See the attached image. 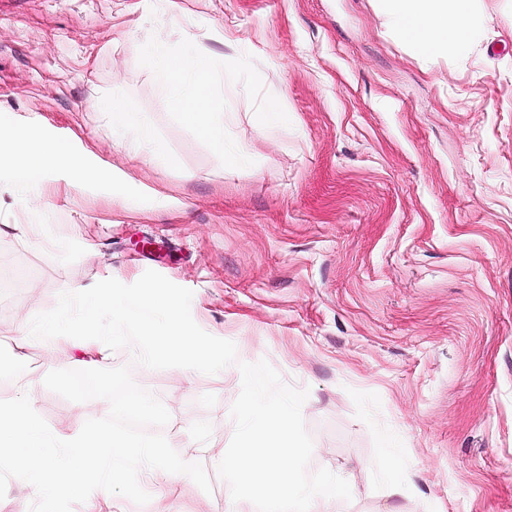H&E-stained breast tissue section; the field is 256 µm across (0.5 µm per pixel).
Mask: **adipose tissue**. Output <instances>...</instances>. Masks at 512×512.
Listing matches in <instances>:
<instances>
[{
    "mask_svg": "<svg viewBox=\"0 0 512 512\" xmlns=\"http://www.w3.org/2000/svg\"><path fill=\"white\" fill-rule=\"evenodd\" d=\"M379 5L387 26L429 56L468 54L480 35L483 0H379ZM148 55L166 105L213 145L225 165L241 164L246 157L245 148L224 142V114L213 90L218 62L211 52L197 49L179 53L167 43L156 42ZM93 109L111 113L113 127L133 132L138 151L149 162L159 169L167 167L164 149L142 125L138 113L108 100L96 102ZM57 170L68 171L79 183H91L101 177L99 170L84 165L63 141L47 140L19 128L5 144H0V173H7L25 194L39 191ZM114 295L111 288L74 289L70 303L76 308L82 334L72 333L68 319L54 317L41 321L39 335L54 347L77 348L102 361L108 356V347L95 329L101 321L123 318L138 327L139 342L148 362L165 361L181 369L207 365L208 351L188 330L176 296L158 289L143 291L128 296L119 307Z\"/></svg>",
    "mask_w": 512,
    "mask_h": 512,
    "instance_id": "1",
    "label": "adipose tissue"
}]
</instances>
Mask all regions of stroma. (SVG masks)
I'll use <instances>...</instances> for the list:
<instances>
[{
	"mask_svg": "<svg viewBox=\"0 0 512 512\" xmlns=\"http://www.w3.org/2000/svg\"><path fill=\"white\" fill-rule=\"evenodd\" d=\"M243 41L229 44L225 31ZM208 49L228 168L163 101L148 47ZM109 100L140 113L171 160L153 168L113 133ZM287 123L254 118L267 102ZM73 141L106 179L51 174L24 203L0 177V400L27 393L52 432L109 413L45 375L78 350L30 336L71 288L156 271L191 314L308 390L309 471L350 485L333 512H512V0H484L470 53L428 58L386 27L376 0H0V130ZM121 184L130 204L112 200ZM109 367L128 366L171 414L161 432L212 490L179 485L173 512H225L216 467L241 390L224 374L146 364L128 321H103ZM400 493L381 475L379 437Z\"/></svg>",
	"mask_w": 512,
	"mask_h": 512,
	"instance_id": "1",
	"label": "stroma"
}]
</instances>
